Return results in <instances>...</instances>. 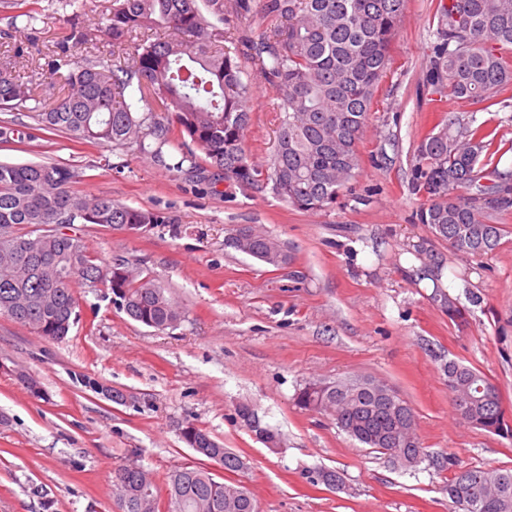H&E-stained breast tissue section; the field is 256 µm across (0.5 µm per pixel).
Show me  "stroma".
I'll list each match as a JSON object with an SVG mask.
<instances>
[{"label":"stroma","instance_id":"35a3bbf8","mask_svg":"<svg viewBox=\"0 0 512 512\" xmlns=\"http://www.w3.org/2000/svg\"><path fill=\"white\" fill-rule=\"evenodd\" d=\"M442 3L405 0L358 144L359 172L325 211H298L211 171L175 170L187 150L177 139L157 162L41 129L27 106L0 112V161L82 171L79 193L162 213L164 224L141 235L81 233L105 260L138 261L185 310L176 328L158 332L127 317L106 289L81 288L80 320L60 342L0 316V512H117L113 475L127 464L153 474L168 512L169 472L196 460L178 433L188 420L246 458L236 479L260 512H457L443 458L512 469V438L460 419L441 370L453 360L483 372L512 414V210L489 215L503 236L482 254L453 251L416 219L427 202L413 184L417 149L448 118L483 126L488 166L512 169V84L483 110L427 80ZM72 12L68 0L0 4V58L20 56V80L39 77L63 49L75 65L90 52L111 62V42L67 47ZM242 68L253 89L245 144L263 165L280 99L253 60ZM11 129L28 139L4 140ZM239 225L277 237L291 255L287 272L225 247ZM426 243L462 319H450L416 273ZM21 372L42 397L18 382ZM356 377L387 383L411 406L427 451L418 465H394L331 415L294 402L306 383ZM242 403L279 433V450L238 419ZM321 468L336 470L342 486L313 482Z\"/></svg>","mask_w":512,"mask_h":512}]
</instances>
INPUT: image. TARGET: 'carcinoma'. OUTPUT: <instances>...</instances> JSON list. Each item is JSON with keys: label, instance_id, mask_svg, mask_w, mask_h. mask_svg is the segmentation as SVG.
Instances as JSON below:
<instances>
[{"label": "carcinoma", "instance_id": "obj_1", "mask_svg": "<svg viewBox=\"0 0 512 512\" xmlns=\"http://www.w3.org/2000/svg\"><path fill=\"white\" fill-rule=\"evenodd\" d=\"M404 0H263V11L285 23L276 37L220 45L229 17L251 11L250 0H111L104 23L90 28L74 21L68 34L76 47L98 36L126 60L109 66L94 56L67 72L63 57L51 65L67 93L47 108L35 107L45 130L115 148L156 143L151 154L163 161L171 137L189 138L205 166L224 179L273 194L298 211L316 212L336 203L359 168L357 152L372 97L396 35ZM437 46L428 80L474 105H495L498 90L512 82V68L496 54L512 46V0H448L438 21ZM258 62L281 102L278 135L263 167L253 164L244 144L249 123L245 101L251 86L242 79L241 58ZM16 60L0 58V109L37 101V87L14 75ZM150 100L145 112L133 105ZM479 128L452 118L423 140L413 183L429 203L417 213L433 236L462 254L494 250L502 237L492 211L512 208V173L484 169ZM203 170L193 157L184 162ZM80 175L45 163H0V315L37 336L63 341L79 307L74 284L103 286L132 320L157 331L172 329L184 315L167 287L134 271L126 259L103 262L74 225L140 230L165 223L154 211L110 198L88 197L72 184ZM233 248L270 267L290 260L288 251L265 233L227 236ZM457 414L476 428L502 432V403L496 386L480 371L448 361L443 366ZM297 404L329 413L339 429L366 448L389 454L398 425L415 426L407 406L395 411L363 395L347 396L328 383L309 382ZM181 440L199 456L228 472L247 468L195 423L183 424ZM453 471L448 498L461 512H512V469L463 467ZM119 512H159L152 474L125 465L114 472ZM171 512H254L257 501L241 483L214 478L196 465L167 477Z\"/></svg>", "mask_w": 512, "mask_h": 512}]
</instances>
